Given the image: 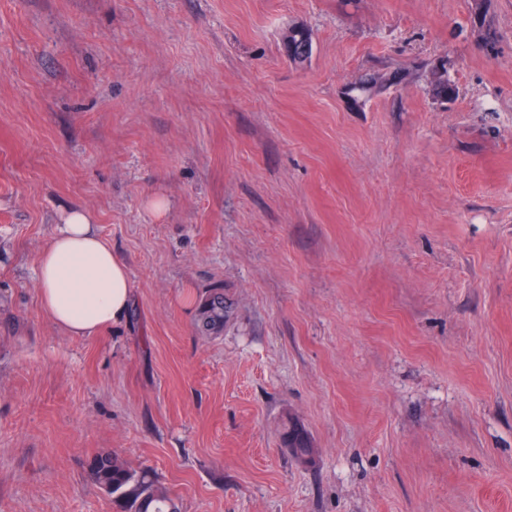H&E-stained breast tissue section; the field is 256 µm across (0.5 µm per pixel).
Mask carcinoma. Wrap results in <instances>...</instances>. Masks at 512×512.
<instances>
[{
	"mask_svg": "<svg viewBox=\"0 0 512 512\" xmlns=\"http://www.w3.org/2000/svg\"><path fill=\"white\" fill-rule=\"evenodd\" d=\"M474 20L483 33L484 43L494 42L495 30L487 19L486 7H481V12L474 14ZM401 81L402 76L397 72L386 79L370 75L353 83L352 94L364 101L376 87L397 85ZM427 81L435 100L442 104L456 100L458 88L448 76L447 69H431ZM226 313L223 289L211 290L204 304L202 328L210 331L223 326ZM285 444L297 458L303 461L311 459L313 448L307 434L297 424L293 423L288 427ZM88 475L112 498V503L121 512H178L172 498L158 485L149 471L134 470L111 452L96 454L88 463Z\"/></svg>",
	"mask_w": 512,
	"mask_h": 512,
	"instance_id": "1",
	"label": "carcinoma"
}]
</instances>
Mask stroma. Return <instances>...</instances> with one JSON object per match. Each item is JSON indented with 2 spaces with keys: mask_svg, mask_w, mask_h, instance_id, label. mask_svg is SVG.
Segmentation results:
<instances>
[{
  "mask_svg": "<svg viewBox=\"0 0 512 512\" xmlns=\"http://www.w3.org/2000/svg\"><path fill=\"white\" fill-rule=\"evenodd\" d=\"M487 8L489 49L470 0H0V512H117L101 451L181 512H512V0ZM66 205L135 288L90 338L38 297ZM427 81L435 100L442 104L452 103L456 100L459 93L458 88L444 67L432 68L427 75ZM401 81L402 76L398 72L384 80L383 77L369 75L353 83L352 94L356 99H361L364 102L376 87L398 85ZM227 308L224 303L223 289H212L205 300L202 328L205 331H210L223 326L228 312ZM285 444L297 458L303 461L311 459L313 448H311L307 434L296 423H291L288 427L285 436Z\"/></svg>",
  "mask_w": 512,
  "mask_h": 512,
  "instance_id": "35a3bbf8",
  "label": "stroma"
}]
</instances>
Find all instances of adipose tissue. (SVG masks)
<instances>
[{
	"label": "adipose tissue",
	"mask_w": 512,
	"mask_h": 512,
	"mask_svg": "<svg viewBox=\"0 0 512 512\" xmlns=\"http://www.w3.org/2000/svg\"><path fill=\"white\" fill-rule=\"evenodd\" d=\"M37 281L46 316L71 336L91 337L122 324L134 297L127 262L81 207L63 208L38 255Z\"/></svg>",
	"instance_id": "obj_1"
}]
</instances>
